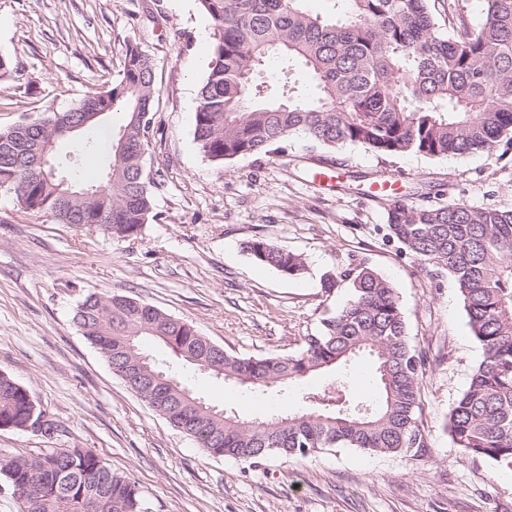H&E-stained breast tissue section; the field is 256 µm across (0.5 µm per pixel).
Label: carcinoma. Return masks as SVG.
<instances>
[{
    "label": "carcinoma",
    "mask_w": 512,
    "mask_h": 512,
    "mask_svg": "<svg viewBox=\"0 0 512 512\" xmlns=\"http://www.w3.org/2000/svg\"><path fill=\"white\" fill-rule=\"evenodd\" d=\"M341 14L322 19L302 0H200L214 25L213 60L195 112L200 151L222 165L267 155L295 136L332 149L428 157L469 155L501 143L512 147V0H484V19L467 24L456 3L440 30L429 0H339ZM280 60L278 85L256 83L268 58ZM306 70L314 83L307 91ZM157 94L153 66L136 44L127 47L118 78L72 109L0 129V189L19 205L60 224L93 225L117 239L141 235L156 183L141 173ZM85 112L123 114L112 138L106 184L71 185L17 160L26 144L49 138ZM122 150H117L120 139ZM388 237L409 256L447 272L460 292L482 349L467 389L448 414L453 444L471 457L512 471V209L464 202L410 205L397 197L387 210ZM253 260L283 276L306 273L302 255L261 237L246 243ZM348 283L350 297L299 337L291 352L260 357L228 352L194 324L124 295L87 296L74 319L112 371L170 424L213 457L257 461L306 457L324 448L415 457L429 447L419 418L425 362L411 340L393 284L354 258L323 275L329 293ZM156 341L177 359L202 368L222 364L223 379L256 392L292 387L333 372L360 354L374 362L376 400L340 380L308 393L306 408L249 421L205 400L153 359L139 362L142 342ZM35 402L0 371V427L21 429ZM20 512H147L139 490L88 448H54L0 463Z\"/></svg>",
    "instance_id": "cac0c4a2"
}]
</instances>
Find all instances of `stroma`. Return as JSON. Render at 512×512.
Here are the masks:
<instances>
[{
  "mask_svg": "<svg viewBox=\"0 0 512 512\" xmlns=\"http://www.w3.org/2000/svg\"><path fill=\"white\" fill-rule=\"evenodd\" d=\"M213 41L199 0H0V55L16 69L0 81V129L75 107L115 78L131 43L150 57L159 90L144 154L158 181L155 218L138 239L57 223L0 191V370L58 426L0 428V462L91 449L136 482L148 512H512V471L467 457L445 427L482 357L459 291L387 238L383 198L510 209L512 151L386 156L293 137L284 153L217 165L194 139ZM258 236L301 254L306 274L257 264L244 244ZM355 254L395 286L425 356L424 456L337 447L257 464L210 457L130 391L73 320L89 294L125 295L193 323L227 351H289L346 302V285L329 294L321 278ZM144 348L196 396L241 418L302 408L286 392L255 394L177 361L160 344Z\"/></svg>",
  "mask_w": 512,
  "mask_h": 512,
  "instance_id": "stroma-1",
  "label": "stroma"
}]
</instances>
